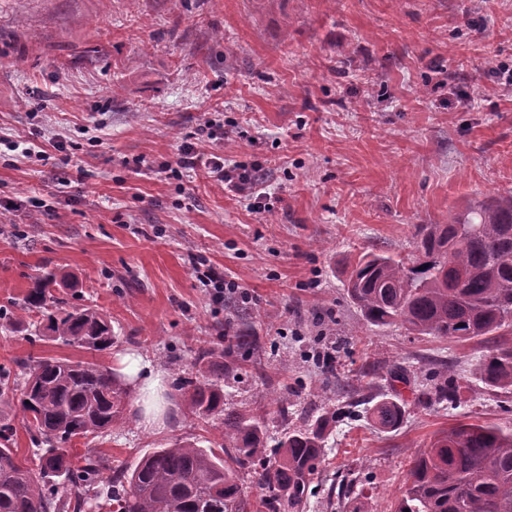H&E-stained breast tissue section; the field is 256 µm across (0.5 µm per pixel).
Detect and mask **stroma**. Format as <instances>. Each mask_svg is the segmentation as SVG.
<instances>
[{"label": "stroma", "mask_w": 512, "mask_h": 512, "mask_svg": "<svg viewBox=\"0 0 512 512\" xmlns=\"http://www.w3.org/2000/svg\"><path fill=\"white\" fill-rule=\"evenodd\" d=\"M208 112L225 159L263 162L270 211L202 170L160 173ZM43 137L74 145L76 166L51 146L43 161L7 148ZM0 191L19 205L0 222V309L45 271L71 273L114 336L104 352L33 344L1 319L0 365L32 356L119 371L136 352L165 373L160 428H144L132 403L120 429L73 454L92 447L129 467L178 439L204 445L212 429L189 415L177 379L198 378L199 351L239 312L265 367L227 360L225 406L287 392L272 444L337 415L304 512L365 501L390 512L438 431H512V392L472 374L493 341L360 323L343 284L360 251L408 257L416 225L512 192V0H0ZM200 259L239 293L214 303ZM443 362L455 401L418 400ZM385 395L406 409L391 432L368 413Z\"/></svg>", "instance_id": "obj_1"}]
</instances>
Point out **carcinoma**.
I'll return each instance as SVG.
<instances>
[{
  "label": "carcinoma",
  "mask_w": 512,
  "mask_h": 512,
  "mask_svg": "<svg viewBox=\"0 0 512 512\" xmlns=\"http://www.w3.org/2000/svg\"><path fill=\"white\" fill-rule=\"evenodd\" d=\"M415 254L406 264L367 252L345 268V288L364 323L398 324L413 335L466 342L512 335V192L470 202L446 224H422ZM75 283L55 273L36 278L17 304L39 317L34 336L103 352L112 347L110 322L96 309L55 295ZM258 348L248 328L220 332L199 352L207 368L200 380L179 379L191 413L211 421L216 447L175 443L155 448L135 467L105 465L93 449L70 453L75 439L124 424L130 388L124 377L90 361L30 357L22 381L0 368V413L28 423L31 441L43 448L33 466L0 446V512H251L237 471L261 463L257 486L265 512H301L333 416L321 415L286 432L267 451L264 416L224 408V358ZM446 367L419 398L453 401ZM474 374L488 389L512 390V345L481 355ZM375 424L400 428L405 407L383 398L372 410ZM393 512H512V431L459 423L436 434L411 459Z\"/></svg>",
  "instance_id": "carcinoma-1"
}]
</instances>
